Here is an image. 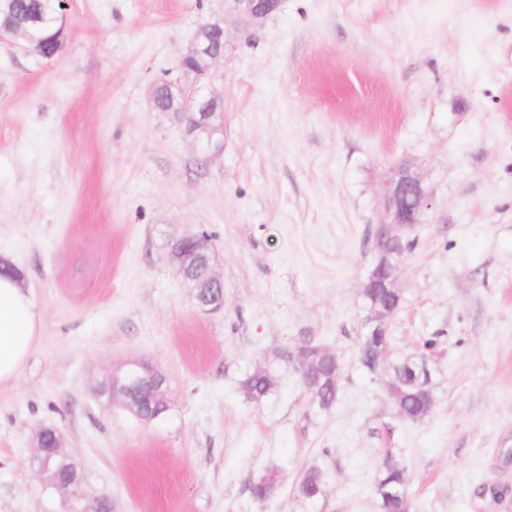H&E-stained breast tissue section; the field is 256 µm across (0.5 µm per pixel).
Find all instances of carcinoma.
<instances>
[{"label":"carcinoma","instance_id":"carcinoma-1","mask_svg":"<svg viewBox=\"0 0 512 512\" xmlns=\"http://www.w3.org/2000/svg\"><path fill=\"white\" fill-rule=\"evenodd\" d=\"M49 14L46 0H13L12 11L0 15V25L10 26L17 15ZM363 318L376 314L372 306L384 305L390 309L396 299L390 294L378 292L374 288H362ZM392 336H369L367 327H362L355 348L357 363L368 373L375 375L380 367L388 362ZM297 346L307 350L310 387L306 392L322 410L331 409L338 397L339 376L343 375V365L329 348L310 336H303ZM392 373L385 388L388 399L396 407L397 414L408 422H418L430 412L434 397L429 376L420 371L417 363L411 360L398 361L391 366ZM275 380L271 372L259 366L239 380V392L248 400L258 402L274 389ZM274 470L268 469L256 476L251 485L254 499L263 501L273 495L276 483L270 480ZM324 490L321 472L309 468L297 485L298 496L313 500ZM374 492L380 512H410L411 502L406 488L405 466L393 455L386 454L375 477Z\"/></svg>","mask_w":512,"mask_h":512}]
</instances>
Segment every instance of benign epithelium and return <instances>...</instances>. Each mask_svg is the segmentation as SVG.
Masks as SVG:
<instances>
[{
    "label": "benign epithelium",
    "instance_id": "1",
    "mask_svg": "<svg viewBox=\"0 0 512 512\" xmlns=\"http://www.w3.org/2000/svg\"><path fill=\"white\" fill-rule=\"evenodd\" d=\"M233 11L241 18L258 23L277 12L282 0H230ZM221 57L213 51L211 43L195 36L192 51L182 60V76L176 80L163 82L180 104V120L187 135L195 143L200 159L208 162L224 151L223 113L216 110V99L199 93L197 85L209 73L211 62ZM430 194L424 183L411 168H398L391 179L389 191L384 200L383 218L377 224L375 236L386 237L393 231H401L418 223V216L429 204ZM205 233H192L179 238L169 252L171 262L179 271H184L195 281V293L205 288L223 290L221 278L215 272V249L211 245L200 246L199 240ZM402 254L393 261L375 266L369 273V286L372 288L397 287V276L402 263ZM145 367L140 361H132L112 371L110 385L100 391V395L112 402L120 400L129 407L141 401L163 403V410L157 412L158 419L169 410L168 391L165 378L140 376L137 370ZM68 457L62 440L57 438L51 448L36 444L33 462L40 476L47 479L52 487L61 489L64 512H86L80 493L81 480L72 478L57 481L62 461Z\"/></svg>",
    "mask_w": 512,
    "mask_h": 512
}]
</instances>
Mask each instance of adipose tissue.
<instances>
[{"mask_svg":"<svg viewBox=\"0 0 512 512\" xmlns=\"http://www.w3.org/2000/svg\"><path fill=\"white\" fill-rule=\"evenodd\" d=\"M23 282L0 274V382L17 378L42 328V313Z\"/></svg>","mask_w":512,"mask_h":512,"instance_id":"ef3b65f1","label":"adipose tissue"}]
</instances>
